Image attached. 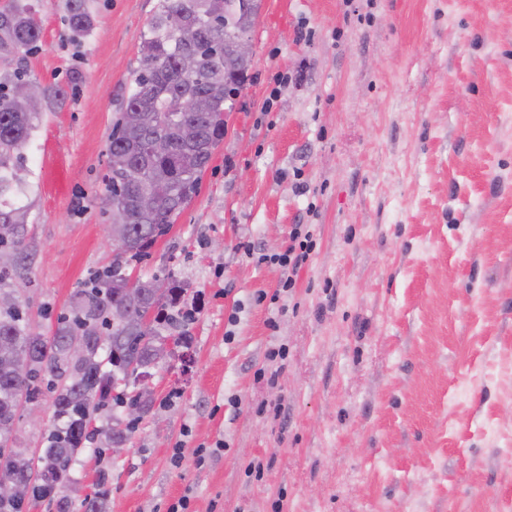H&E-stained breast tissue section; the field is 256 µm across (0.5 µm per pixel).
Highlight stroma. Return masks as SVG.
I'll list each match as a JSON object with an SVG mask.
<instances>
[{"instance_id":"35a3bbf8","label":"stroma","mask_w":512,"mask_h":512,"mask_svg":"<svg viewBox=\"0 0 512 512\" xmlns=\"http://www.w3.org/2000/svg\"><path fill=\"white\" fill-rule=\"evenodd\" d=\"M93 7L77 44L44 0L27 56L74 85L15 198L11 282L45 334L112 263L108 137L159 0ZM250 38L197 195L132 269L185 284L191 360L155 367L123 452L86 449L72 477L89 494L108 469V512H512V0H261ZM296 224L315 248L275 303L262 257ZM52 401L17 414L31 458Z\"/></svg>"}]
</instances>
